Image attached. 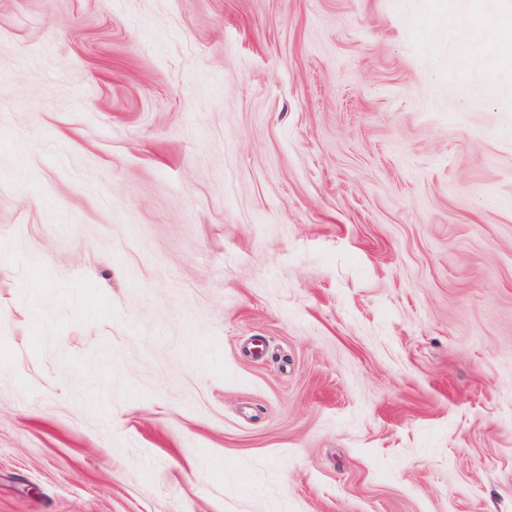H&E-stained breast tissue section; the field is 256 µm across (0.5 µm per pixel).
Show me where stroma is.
<instances>
[{"instance_id": "obj_1", "label": "stroma", "mask_w": 512, "mask_h": 512, "mask_svg": "<svg viewBox=\"0 0 512 512\" xmlns=\"http://www.w3.org/2000/svg\"><path fill=\"white\" fill-rule=\"evenodd\" d=\"M462 0H0V512H512V54Z\"/></svg>"}]
</instances>
